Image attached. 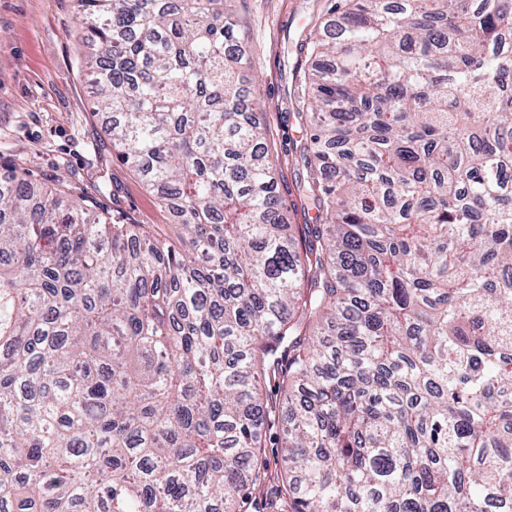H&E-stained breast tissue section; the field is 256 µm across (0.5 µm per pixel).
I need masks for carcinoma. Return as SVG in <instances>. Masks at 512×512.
<instances>
[{"instance_id": "1", "label": "carcinoma", "mask_w": 512, "mask_h": 512, "mask_svg": "<svg viewBox=\"0 0 512 512\" xmlns=\"http://www.w3.org/2000/svg\"><path fill=\"white\" fill-rule=\"evenodd\" d=\"M77 5L185 237L0 178V512H512V0H334L300 243L224 0Z\"/></svg>"}]
</instances>
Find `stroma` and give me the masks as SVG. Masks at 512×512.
<instances>
[{
	"label": "stroma",
	"instance_id": "stroma-1",
	"mask_svg": "<svg viewBox=\"0 0 512 512\" xmlns=\"http://www.w3.org/2000/svg\"><path fill=\"white\" fill-rule=\"evenodd\" d=\"M328 0H224L245 29L278 164V193L292 225L315 212L298 192L296 162L305 138L294 93L309 65V37ZM76 0H0V177L25 168L34 185L89 199L95 210L159 235L173 223L157 196L116 155L85 68L89 51L77 34Z\"/></svg>",
	"mask_w": 512,
	"mask_h": 512
}]
</instances>
